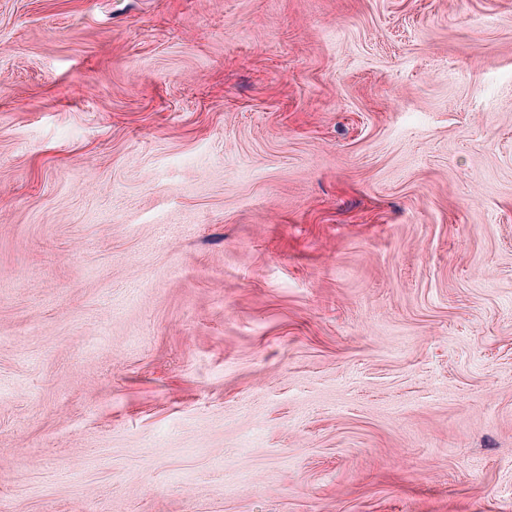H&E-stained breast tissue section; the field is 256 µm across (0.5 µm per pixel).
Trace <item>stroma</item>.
<instances>
[{"label": "stroma", "instance_id": "1", "mask_svg": "<svg viewBox=\"0 0 512 512\" xmlns=\"http://www.w3.org/2000/svg\"><path fill=\"white\" fill-rule=\"evenodd\" d=\"M0 512H512V0H0Z\"/></svg>", "mask_w": 512, "mask_h": 512}]
</instances>
